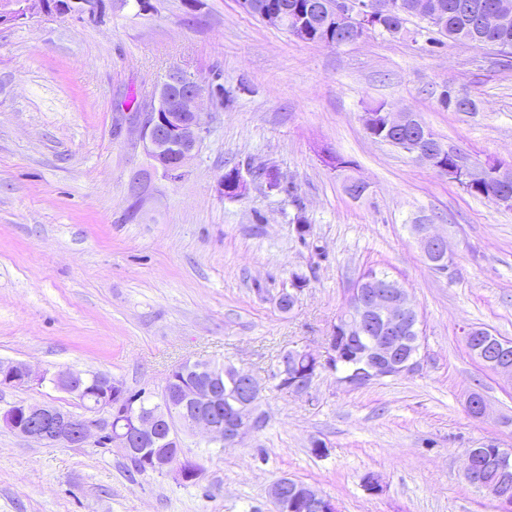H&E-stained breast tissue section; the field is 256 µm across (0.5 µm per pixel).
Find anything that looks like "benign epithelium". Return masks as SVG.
Wrapping results in <instances>:
<instances>
[{
  "label": "benign epithelium",
  "mask_w": 512,
  "mask_h": 512,
  "mask_svg": "<svg viewBox=\"0 0 512 512\" xmlns=\"http://www.w3.org/2000/svg\"><path fill=\"white\" fill-rule=\"evenodd\" d=\"M102 7L103 0H0V27L72 11L94 18ZM316 8L347 31L345 39L336 40L335 45L339 46L362 38L350 31L349 24L369 28L371 19L387 13L389 6L378 4L367 13H359L352 0H323ZM511 19L512 0H503L498 9L478 14V28L500 27ZM206 95L221 100L224 86L217 83L205 88L176 68L155 86L146 111L120 113L121 120L136 129L139 146L151 161V170L131 185L135 198L141 197L149 178L170 179L182 173L198 154L207 133V113L202 108ZM379 118L391 133L417 128L419 139L401 151L452 182H481L491 170L506 181L512 179V167L470 163L459 151L442 143L433 150L423 148L422 141L431 139V135L411 112H364L361 121L365 130H370ZM231 177L232 189L225 188L223 178L219 188L235 198L246 196L254 182L269 190L293 194V186L284 185L277 171L269 166L251 167L245 172L234 166ZM414 231L424 257L435 265L447 263V243L431 231V225L416 224ZM346 310L347 316L337 319L335 328L326 336L324 353L292 348L280 355L275 369L269 372V379L277 388L306 394L325 371L341 374L340 380L346 384L361 386L418 369L420 320L407 291L396 280L380 276L360 279L348 297ZM466 342L473 345L484 366L512 379V358L503 350L504 343L493 337L483 338L478 330L468 332ZM201 370L208 373L211 385L200 387L177 378L180 369L176 367L168 375L160 401L146 408L138 400L127 401L124 387L105 373L65 370L49 376L25 362L0 360V389L48 382L72 395L83 409V413L75 414L48 404L19 401L0 408V425L39 444L61 447H81L92 437H103L106 444L122 449L150 471L169 473L179 482H194L200 473L197 463L185 455L184 433L199 432L219 444L234 447L264 424L263 415L258 413L263 387L254 376L234 369L241 391L221 421L206 409L216 399L214 383L222 374L206 366ZM465 408L471 417L480 419L485 415L486 402L479 393L472 392ZM462 456L467 481L488 490L501 512H512V448H496L490 454L481 448H466ZM268 495L279 512H339L332 497L288 477L274 481Z\"/></svg>",
  "instance_id": "obj_1"
}]
</instances>
